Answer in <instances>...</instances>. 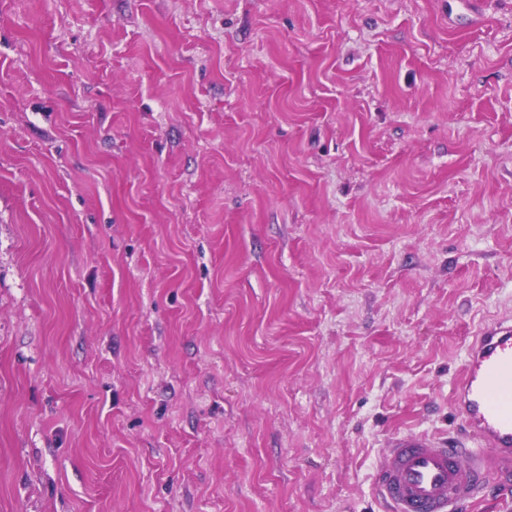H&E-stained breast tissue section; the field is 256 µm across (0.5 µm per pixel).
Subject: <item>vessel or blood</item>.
<instances>
[{
  "instance_id": "1",
  "label": "vessel or blood",
  "mask_w": 512,
  "mask_h": 512,
  "mask_svg": "<svg viewBox=\"0 0 512 512\" xmlns=\"http://www.w3.org/2000/svg\"><path fill=\"white\" fill-rule=\"evenodd\" d=\"M463 437L406 434L376 468L387 512H458L487 481L512 490V321L485 326L455 386Z\"/></svg>"
}]
</instances>
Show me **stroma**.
Returning a JSON list of instances; mask_svg holds the SVG:
<instances>
[{
	"label": "stroma",
	"mask_w": 512,
	"mask_h": 512,
	"mask_svg": "<svg viewBox=\"0 0 512 512\" xmlns=\"http://www.w3.org/2000/svg\"><path fill=\"white\" fill-rule=\"evenodd\" d=\"M0 0V512H385L512 318V0Z\"/></svg>",
	"instance_id": "1"
}]
</instances>
